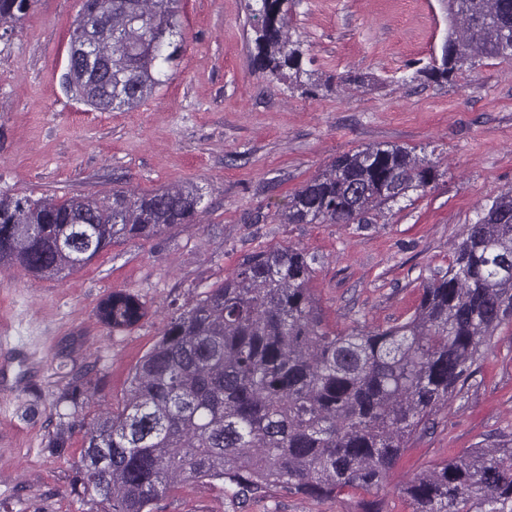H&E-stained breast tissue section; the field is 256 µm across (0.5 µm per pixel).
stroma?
Listing matches in <instances>:
<instances>
[{
	"mask_svg": "<svg viewBox=\"0 0 512 512\" xmlns=\"http://www.w3.org/2000/svg\"><path fill=\"white\" fill-rule=\"evenodd\" d=\"M82 0H35L0 41V190L17 196L150 193L187 183L195 223L126 239L59 280L0 270V512H99L76 486L86 425L117 408L130 374L175 308L223 282L246 255L314 253L310 293L330 329L388 327L415 311L421 283L447 267L481 207L512 189V62L490 59L436 84L415 69L440 60L448 0H288V26L316 94L268 83L254 63L247 0H182L186 37L167 82L139 108L100 112L64 88ZM363 76L367 88L354 79ZM377 144L414 150L439 175L410 205L369 224H285L279 213L335 158ZM113 291L138 295L134 327L95 315ZM449 406L414 434L386 485L314 499L274 491L239 508L222 483L186 481L154 512H410L401 486L479 448L512 446V325L482 347ZM87 397L61 398L74 378ZM66 445L52 447L57 434Z\"/></svg>",
	"mask_w": 512,
	"mask_h": 512,
	"instance_id": "stroma-1",
	"label": "stroma"
}]
</instances>
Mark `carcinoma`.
<instances>
[{"label":"carcinoma","instance_id":"carcinoma-1","mask_svg":"<svg viewBox=\"0 0 512 512\" xmlns=\"http://www.w3.org/2000/svg\"><path fill=\"white\" fill-rule=\"evenodd\" d=\"M285 0H252L254 61L272 81L308 85ZM33 0H0L16 23ZM180 0H83L70 35L65 81L102 112L133 109L165 83L185 36ZM441 63L417 73L453 80L465 64L512 60V0H448ZM101 71L71 64L84 43ZM436 165L401 146H369L336 158L288 196V224H362L436 179ZM193 186L112 201L18 198L0 191V267L55 279L124 238L161 235L193 222ZM317 258L297 247L246 256L224 282L174 312L131 372L129 395L100 411L84 434L78 472L102 512H154L176 483L220 480L243 504L282 489L334 499L379 487L406 439L425 428L472 375L480 348L512 323V189L466 227L448 267L423 285L416 311L387 328L358 320L331 331L307 285ZM106 327L144 316L140 298L106 295ZM411 512H512V447L486 448L416 476Z\"/></svg>","mask_w":512,"mask_h":512}]
</instances>
